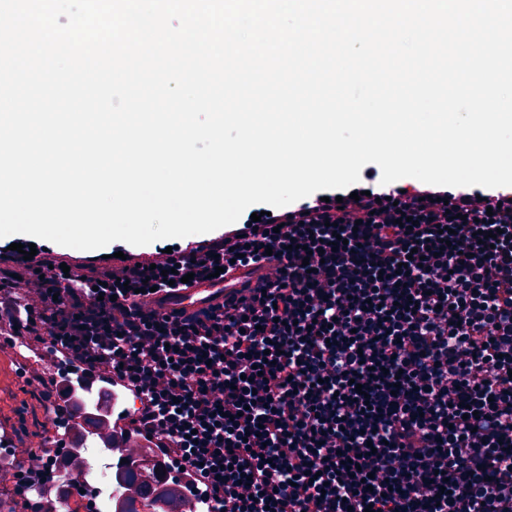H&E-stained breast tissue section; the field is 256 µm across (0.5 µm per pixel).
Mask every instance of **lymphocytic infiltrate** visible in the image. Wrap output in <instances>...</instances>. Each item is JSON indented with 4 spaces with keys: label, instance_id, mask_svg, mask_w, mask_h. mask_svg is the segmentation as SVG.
<instances>
[{
    "label": "lymphocytic infiltrate",
    "instance_id": "1",
    "mask_svg": "<svg viewBox=\"0 0 512 512\" xmlns=\"http://www.w3.org/2000/svg\"><path fill=\"white\" fill-rule=\"evenodd\" d=\"M237 254L276 269L194 311L143 290ZM2 324L131 396L126 426L205 512L512 506V189L387 188L370 167L157 263L1 251Z\"/></svg>",
    "mask_w": 512,
    "mask_h": 512
}]
</instances>
